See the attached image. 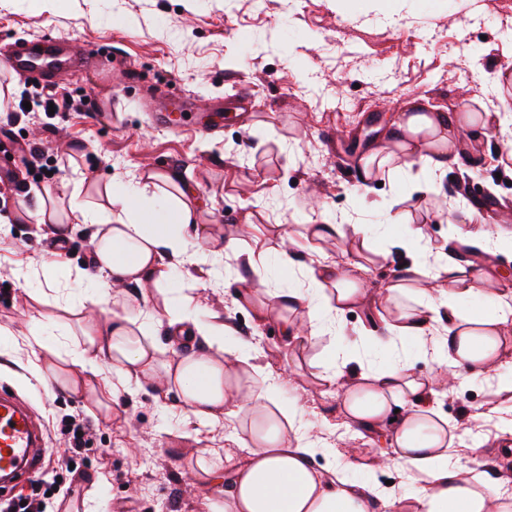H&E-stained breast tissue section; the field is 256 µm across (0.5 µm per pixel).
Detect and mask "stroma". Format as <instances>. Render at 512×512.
<instances>
[{
	"label": "stroma",
	"instance_id": "obj_1",
	"mask_svg": "<svg viewBox=\"0 0 512 512\" xmlns=\"http://www.w3.org/2000/svg\"><path fill=\"white\" fill-rule=\"evenodd\" d=\"M0 0V52L45 32L86 50L108 43L115 67L137 79L77 73L61 85L77 110L55 113L0 112V142L26 140L42 150L34 161L10 152L0 158L10 170L0 182V330L12 346L0 350V383L14 387L46 428L51 446L63 453L68 425H84L88 443L76 473L61 471L60 491L47 512H207L212 486L198 484L201 459L213 451L235 453L228 421H196L176 391L145 385L120 394L112 418L89 411L83 396L28 369L25 341L32 319L62 316L64 298L77 284L49 292L46 302L30 291L50 277L56 249L53 224L37 223L45 208L65 216L76 181L83 198L104 202L102 185L140 174L178 171L199 202L197 221L235 238L247 249L255 238L276 248L280 236L301 246L302 261L324 252L342 276L364 291L333 334L318 347L379 336L382 346L362 352L365 365L411 356L416 373L433 371L427 351L443 330L434 325L424 340L389 337L385 306L370 296L386 293L396 276L382 254L390 239L382 226L425 219L437 247L460 248L456 230L476 224L497 230L512 212V176L499 158L512 143V129L490 128L465 145L431 191L419 193L420 166L364 189L359 167L401 113L421 105L430 112H457L470 100L506 107L492 75L512 66V0ZM166 87L191 104L181 127L163 128L142 104ZM217 131H200L201 123ZM369 225L370 246L331 236L307 237L305 227L323 221ZM224 275L184 279L201 318H215L232 338L261 353L262 362L285 370L284 400L298 404L324 451L312 461L323 469L344 459L349 441L362 452L357 463L372 472L384 494L416 493L420 484L388 465H376L388 448V429L365 432L343 415L337 389L319 388L309 366L295 367L279 325L258 323L240 305L235 283L240 261L223 258ZM30 273L20 286L17 268ZM436 407L468 428L475 448L458 447L461 463L494 482L512 478L502 451L512 436L496 427L512 416V391L497 381L441 388Z\"/></svg>",
	"mask_w": 512,
	"mask_h": 512
}]
</instances>
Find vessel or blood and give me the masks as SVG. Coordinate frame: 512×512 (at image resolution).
<instances>
[{
    "label": "vessel or blood",
    "instance_id": "1",
    "mask_svg": "<svg viewBox=\"0 0 512 512\" xmlns=\"http://www.w3.org/2000/svg\"><path fill=\"white\" fill-rule=\"evenodd\" d=\"M94 58L99 69L109 66V52L105 46L90 48L87 55L74 52L71 44L52 34H44L34 41L15 46L8 56V66L16 73L35 72L50 89L62 84L66 76L80 71L87 58ZM158 120L166 127H176L177 114L185 105L170 100L167 92H159ZM47 446L43 425L29 405L17 394L0 385V486L8 488L21 478L36 473Z\"/></svg>",
    "mask_w": 512,
    "mask_h": 512
}]
</instances>
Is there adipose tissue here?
I'll use <instances>...</instances> for the list:
<instances>
[{
  "label": "adipose tissue",
  "mask_w": 512,
  "mask_h": 512,
  "mask_svg": "<svg viewBox=\"0 0 512 512\" xmlns=\"http://www.w3.org/2000/svg\"><path fill=\"white\" fill-rule=\"evenodd\" d=\"M484 129L512 124L508 112H481L460 120L458 114L425 112L421 108L402 113L383 140L361 164L363 181L392 177L398 170L421 164L429 175L444 173L457 158L463 143V125ZM178 172L151 173L133 182L104 184V203L91 205L73 196V222L91 224L93 275L84 278L85 303L99 304L128 288L154 286L163 297L162 311L133 312L86 324L73 335L71 323L82 321L85 304L68 307L63 320L34 321L26 341L37 350L30 372L38 379L61 380L74 393L88 392L89 376L101 366L112 369L115 386L109 396L142 389L144 383L162 381L176 389L187 411L198 421L235 420L234 441L243 451L235 462L211 455L200 469L210 483L229 477L223 498L207 501L209 512H376L385 498L371 477H358L352 462L327 471L312 465L320 442L309 433L301 409L284 401L282 376L273 375L259 354L245 343L225 337L224 327L200 320L191 297L173 285L179 266L207 267L217 274L220 253L199 245L208 228L195 224V201L187 192L171 200L161 199L162 185H178ZM194 226V237L185 229ZM391 246L399 261V282L389 297L404 293L413 276L426 274L437 286L425 292L413 306L399 309L389 331L399 338L421 339L433 325L445 332L433 343L429 356L436 370L419 377L411 359L389 361L373 368L357 354L344 351L340 366L319 367L307 356L315 339L335 322L361 294L335 266L298 263L296 243L286 240L274 253L279 267L300 269L304 285L278 294L261 305L255 315L276 319L296 360L315 367L319 386H342L346 415L364 429L391 422V459L406 474L420 472L426 483L414 495L398 499L397 512H512V496L483 472L461 464L455 456L456 424L435 406L440 376L458 384L470 383L471 372L496 368L512 328V290H490V303L468 309L464 300L478 295L463 263L438 253V263L428 267L432 246L423 224L392 235ZM450 289L440 288V281ZM176 341H193L197 349L175 360H163L156 341L158 328ZM70 336V367L59 372L53 360L61 352V336Z\"/></svg>",
  "instance_id": "obj_1"
}]
</instances>
